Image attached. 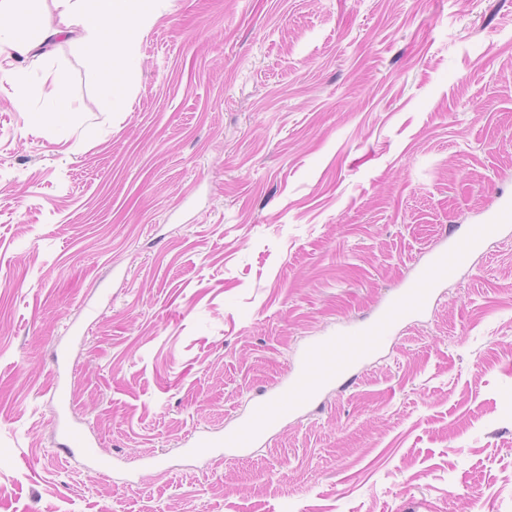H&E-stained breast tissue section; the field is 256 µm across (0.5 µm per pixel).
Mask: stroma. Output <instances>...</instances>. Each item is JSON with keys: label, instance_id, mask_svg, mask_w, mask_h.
Listing matches in <instances>:
<instances>
[{"label": "stroma", "instance_id": "35a3bbf8", "mask_svg": "<svg viewBox=\"0 0 512 512\" xmlns=\"http://www.w3.org/2000/svg\"><path fill=\"white\" fill-rule=\"evenodd\" d=\"M133 52L112 103L0 53V512H512V227L353 386L184 453L512 200V0H154ZM54 89L46 96L45 106L39 110L41 119L50 126H59L62 115L68 111L69 102L65 84L61 77L53 78ZM59 408L56 422L61 448L69 456L76 454L82 456L88 462V469L95 474H104L112 469V456L95 450L96 439L91 437L79 424L66 419V414L71 407V394L68 385L58 381L51 394Z\"/></svg>", "mask_w": 512, "mask_h": 512}]
</instances>
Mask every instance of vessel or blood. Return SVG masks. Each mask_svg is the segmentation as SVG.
Here are the masks:
<instances>
[{"label": "vessel or blood", "mask_w": 512, "mask_h": 512, "mask_svg": "<svg viewBox=\"0 0 512 512\" xmlns=\"http://www.w3.org/2000/svg\"><path fill=\"white\" fill-rule=\"evenodd\" d=\"M510 227L512 202L506 200L482 223L469 225L462 232L450 231L447 247L432 253L416 275L406 280L373 317L356 326L314 337L293 365L284 385L254 398L244 422L225 431L223 437L196 436L188 455L199 457L219 448L254 447L288 417L314 406L326 392L353 384L360 370L388 347L395 328L408 318L426 312L441 285L467 267L477 252ZM51 398L60 412L56 426L62 451L70 456H82L93 473L110 471L111 455L96 451L95 438L66 418L71 407L68 385L57 382Z\"/></svg>", "instance_id": "vessel-or-blood-1"}]
</instances>
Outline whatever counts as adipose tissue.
Listing matches in <instances>:
<instances>
[{
  "mask_svg": "<svg viewBox=\"0 0 512 512\" xmlns=\"http://www.w3.org/2000/svg\"><path fill=\"white\" fill-rule=\"evenodd\" d=\"M32 0H0V47L26 56L42 46L69 38L81 29L83 40L94 50L103 90L119 96L118 63L128 61L136 34L150 13L146 0H110L108 16L83 9V0H57L62 19L58 25L32 27Z\"/></svg>",
  "mask_w": 512,
  "mask_h": 512,
  "instance_id": "adipose-tissue-1",
  "label": "adipose tissue"
}]
</instances>
